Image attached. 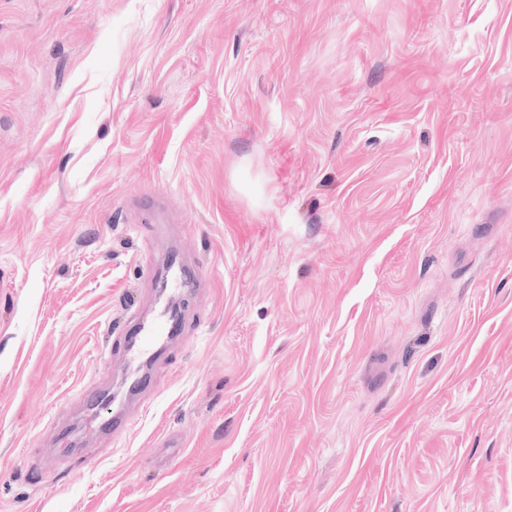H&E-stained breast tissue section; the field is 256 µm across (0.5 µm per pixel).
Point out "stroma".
Returning a JSON list of instances; mask_svg holds the SVG:
<instances>
[{
    "label": "stroma",
    "mask_w": 512,
    "mask_h": 512,
    "mask_svg": "<svg viewBox=\"0 0 512 512\" xmlns=\"http://www.w3.org/2000/svg\"><path fill=\"white\" fill-rule=\"evenodd\" d=\"M0 512H512V0H0ZM172 330L169 317L161 314L153 319L141 320L135 323L134 333L137 336H133V338L140 339L142 350L147 351L159 343L163 345L169 339Z\"/></svg>",
    "instance_id": "1"
}]
</instances>
